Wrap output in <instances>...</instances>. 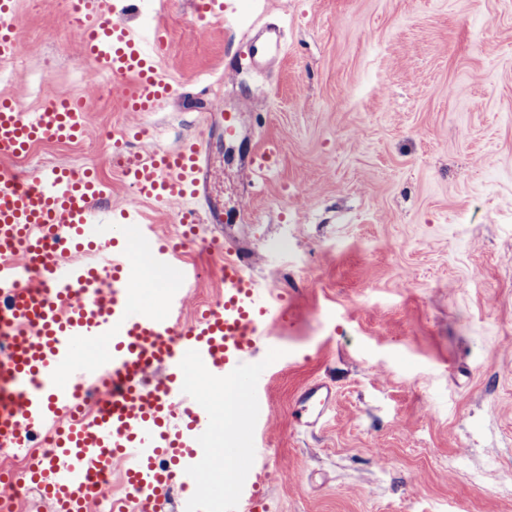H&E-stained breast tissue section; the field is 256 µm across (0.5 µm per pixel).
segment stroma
Here are the masks:
<instances>
[{
	"label": "stroma",
	"instance_id": "1",
	"mask_svg": "<svg viewBox=\"0 0 512 512\" xmlns=\"http://www.w3.org/2000/svg\"><path fill=\"white\" fill-rule=\"evenodd\" d=\"M65 2L14 0L21 51L0 97L34 109L41 84L66 90L87 134L12 168L96 166L113 208L166 238L176 205L136 199L103 132L141 128L142 155L200 132L209 99L253 102L211 155L225 245L256 252L253 275L288 300L245 362L266 374L267 512H512V0H233L220 23L172 0L162 65L178 96L145 115L107 95ZM266 22L283 52L257 72L247 45ZM268 140L279 168L249 187L242 156ZM188 256L189 321L224 282ZM319 381L333 402L309 429L294 400ZM249 436L213 423L198 445L248 462Z\"/></svg>",
	"mask_w": 512,
	"mask_h": 512
}]
</instances>
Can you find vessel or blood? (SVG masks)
I'll return each instance as SVG.
<instances>
[{
	"label": "vessel or blood",
	"instance_id": "b4317fda",
	"mask_svg": "<svg viewBox=\"0 0 512 512\" xmlns=\"http://www.w3.org/2000/svg\"><path fill=\"white\" fill-rule=\"evenodd\" d=\"M83 25L81 47L99 71L108 74L127 111L148 113L175 94L159 60L166 38L163 26L150 35L126 20L112 19L109 0H72ZM281 33L261 29L248 47L254 68L266 69L277 55ZM19 52L14 0H0V58ZM211 127L233 136L237 112L221 102L209 107ZM87 130L83 104L61 95L48 105L22 109L0 100V337L8 351L0 356V441L26 447L33 432L47 431L55 454L38 461L27 483L40 491L51 512H90L98 501V475L125 463L126 496L114 512H160L176 482H187L189 456L183 434L204 431L212 414L182 411L194 400V371L223 378L237 373L243 356L276 332L280 296H267L251 273V255L227 248L217 234L196 235L194 224L223 223L220 202L210 192L212 166L203 137L148 157L128 158L123 176L139 199L179 206L185 242L199 246L221 264L224 293L194 319L180 315L197 274L185 265L166 296L168 315L158 318L132 309L126 291L137 281L124 251H101L84 258L88 238L101 234L95 218L104 195L92 169L78 172L48 166L29 175L8 168L38 142H71ZM277 164L274 147L248 151L242 166L259 177ZM141 241L149 263L165 265L173 256L156 231ZM33 272L19 282L14 256ZM109 343L107 354L93 347ZM111 376L112 393L91 416L73 417L86 385ZM332 397L330 387H305L295 400L298 424L316 426ZM255 486L220 495L217 512H253Z\"/></svg>",
	"mask_w": 512,
	"mask_h": 512
}]
</instances>
